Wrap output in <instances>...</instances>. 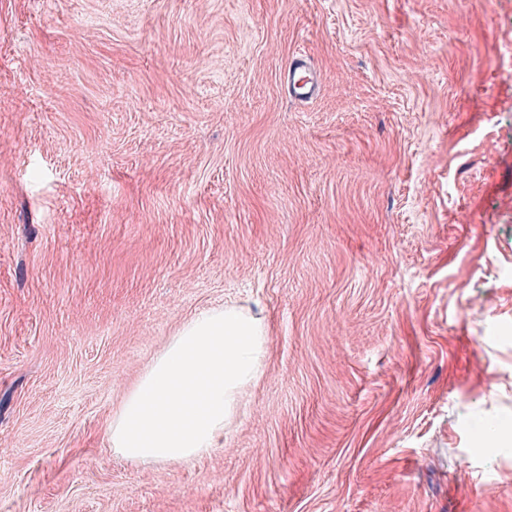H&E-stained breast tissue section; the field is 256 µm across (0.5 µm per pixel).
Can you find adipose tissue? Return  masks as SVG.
I'll return each mask as SVG.
<instances>
[{"instance_id": "1", "label": "adipose tissue", "mask_w": 512, "mask_h": 512, "mask_svg": "<svg viewBox=\"0 0 512 512\" xmlns=\"http://www.w3.org/2000/svg\"><path fill=\"white\" fill-rule=\"evenodd\" d=\"M263 317L215 306L181 324L112 416L115 454L138 463H187L223 447L245 391L263 373Z\"/></svg>"}]
</instances>
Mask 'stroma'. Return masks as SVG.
Returning <instances> with one entry per match:
<instances>
[{"mask_svg":"<svg viewBox=\"0 0 512 512\" xmlns=\"http://www.w3.org/2000/svg\"><path fill=\"white\" fill-rule=\"evenodd\" d=\"M223 304V447L115 455ZM0 512H512V0H0ZM281 81L288 100L296 105H305L321 93V81L316 66L309 55L295 51L285 63ZM267 344L264 319L250 307H210L183 322L113 414L114 453L172 464L223 447L224 429L263 373Z\"/></svg>","mask_w":512,"mask_h":512,"instance_id":"stroma-1","label":"stroma"}]
</instances>
